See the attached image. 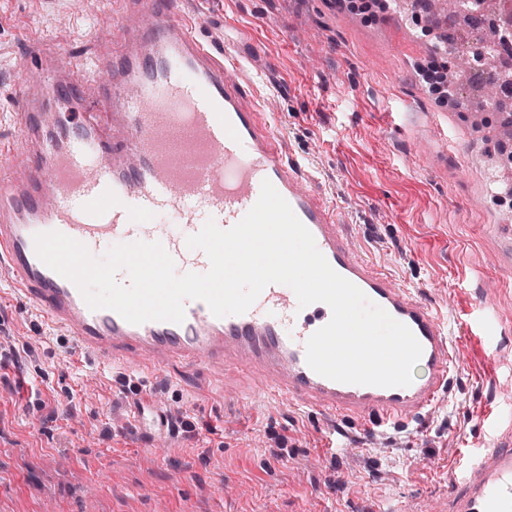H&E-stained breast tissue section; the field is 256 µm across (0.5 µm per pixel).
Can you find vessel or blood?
<instances>
[{"mask_svg": "<svg viewBox=\"0 0 512 512\" xmlns=\"http://www.w3.org/2000/svg\"><path fill=\"white\" fill-rule=\"evenodd\" d=\"M177 4L138 0L130 11L125 0H113L116 50L96 62L110 72L105 84L87 85L63 62L25 58L16 141L0 163V269L59 336L133 382L204 360L233 378L263 379L272 397L369 428L421 420L457 365L447 330L427 304L359 254L339 208L312 189L305 158L283 151L255 96L262 70L201 38ZM142 14L147 23L139 22ZM50 89L66 111H54ZM266 180L330 266L414 334L423 372L410 385L349 384L314 372L306 342L332 311L322 302L300 306L286 285H268L241 315L218 317L189 300L182 323L132 324L91 309L35 252V235L50 231L96 257L116 244L158 242L176 274H201L209 260L187 247V237L210 219L223 229L237 224ZM126 400L130 415L120 429L144 434L138 393ZM449 512H512V448L480 459Z\"/></svg>", "mask_w": 512, "mask_h": 512, "instance_id": "obj_1", "label": "vessel or blood"}]
</instances>
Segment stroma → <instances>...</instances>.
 I'll return each mask as SVG.
<instances>
[{
	"label": "stroma",
	"instance_id": "stroma-1",
	"mask_svg": "<svg viewBox=\"0 0 512 512\" xmlns=\"http://www.w3.org/2000/svg\"><path fill=\"white\" fill-rule=\"evenodd\" d=\"M356 0H181L204 35L265 69L284 148L307 156L358 250L448 322L458 361L448 391L395 443L268 397L258 380L221 384L207 364L166 370L141 401L182 422L139 443L115 425L111 371L76 352L0 274V512H444L475 449L512 418V271L497 257L488 172L469 133L436 137L438 100L421 65ZM107 0H0V145L16 131L17 63L32 51L79 65L112 51ZM506 329L468 331L474 304Z\"/></svg>",
	"mask_w": 512,
	"mask_h": 512
}]
</instances>
